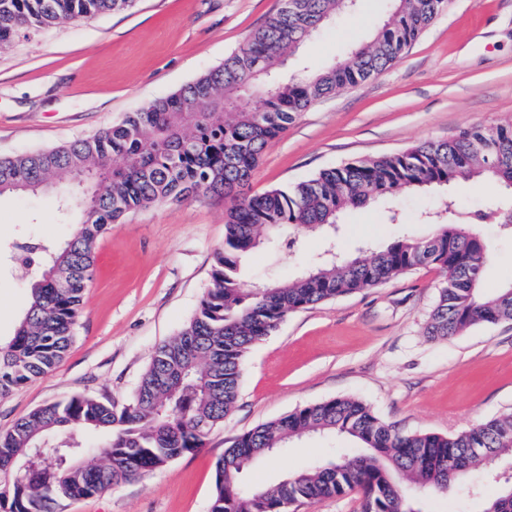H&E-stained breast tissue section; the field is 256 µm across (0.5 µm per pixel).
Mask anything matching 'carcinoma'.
Wrapping results in <instances>:
<instances>
[{
  "label": "carcinoma",
  "instance_id": "carcinoma-1",
  "mask_svg": "<svg viewBox=\"0 0 512 512\" xmlns=\"http://www.w3.org/2000/svg\"><path fill=\"white\" fill-rule=\"evenodd\" d=\"M136 0H0V46L24 29L107 12ZM447 0H399L373 38L349 47L315 73L290 75L311 35L350 0H280L263 26L224 63L120 122L52 149L0 158V196L49 194L78 222L62 242L26 240L10 257L35 266L26 308L0 340V397L63 359L94 274L99 239L125 214L167 200L212 193L233 201L211 285L179 333L156 347L129 403L84 395L44 405L0 435V512H62L68 500L102 494L200 448L234 408L243 362L290 312L375 288L403 273L432 269L438 297L426 325L448 338L477 323L512 320V285L488 294L482 281L490 245L463 220L440 215L423 238L405 234L370 257L335 254L330 245L310 267L278 283L246 281L255 250L296 234L328 232L350 207L400 191L485 179L512 193V120L461 129L399 153L325 169L285 189L249 195L245 186L266 147L316 100L353 88L394 64L437 18ZM251 98L255 106L241 108ZM94 176L88 201L71 203L62 174ZM512 234V204L489 214ZM316 432L346 435L361 453L302 468L246 489L241 475L288 440ZM93 433L95 448L82 438ZM512 465V415L451 436L401 433L364 402L337 397L299 407L237 437L215 466L210 512H285L284 505L356 491L361 512H422L409 483L435 493L471 488L474 471ZM483 512H512V483Z\"/></svg>",
  "mask_w": 512,
  "mask_h": 512
}]
</instances>
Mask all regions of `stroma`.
I'll return each mask as SVG.
<instances>
[{
    "label": "stroma",
    "mask_w": 512,
    "mask_h": 512,
    "mask_svg": "<svg viewBox=\"0 0 512 512\" xmlns=\"http://www.w3.org/2000/svg\"><path fill=\"white\" fill-rule=\"evenodd\" d=\"M279 0H137L123 13L21 33L0 49V157L49 149L112 126L210 69L259 28ZM391 0H357L304 46L289 73L340 58L369 40ZM512 119V0H448L446 10L382 74L315 102L264 152L248 194L285 187L321 170L400 152L459 130ZM451 199L490 243L483 287L512 283V236L485 215L512 198L496 185L455 181L425 195L396 193L348 210L336 232L345 253L365 256L403 233L429 231L420 216ZM230 200L198 194L128 213L100 239L72 345L57 367L0 399V433L32 410L76 395L126 403L158 344L194 315L224 244ZM72 229L47 196L0 198V245L63 241ZM324 248L255 253L254 279L292 278ZM35 272L0 256V336L13 334ZM429 269L288 314L244 363L238 402L204 445L144 477L64 512H209L215 463L256 426L336 397L367 403L405 433H458L512 413V321L480 323L447 338L426 336L437 300ZM341 436H306L261 458L243 479L281 480L329 456L357 455ZM476 494H420L422 512H481L501 478L475 474Z\"/></svg>",
    "instance_id": "1"
}]
</instances>
